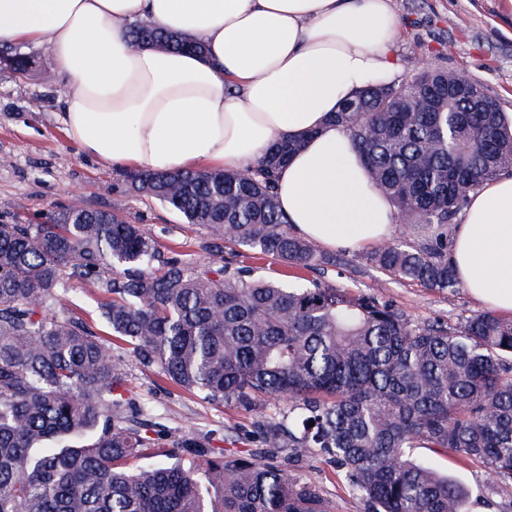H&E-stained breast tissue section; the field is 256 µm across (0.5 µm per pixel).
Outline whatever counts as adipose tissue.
Segmentation results:
<instances>
[{"label": "adipose tissue", "mask_w": 512, "mask_h": 512, "mask_svg": "<svg viewBox=\"0 0 512 512\" xmlns=\"http://www.w3.org/2000/svg\"><path fill=\"white\" fill-rule=\"evenodd\" d=\"M141 21L205 51L130 49ZM397 27L392 0H0V45L47 47L66 76L60 121L83 153L126 170L254 169L274 141L303 138L277 173L280 207L332 249L395 222L332 116L395 78ZM451 262L475 299L512 313V176L470 198Z\"/></svg>", "instance_id": "ef3b65f1"}]
</instances>
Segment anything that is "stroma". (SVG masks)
Returning a JSON list of instances; mask_svg holds the SVG:
<instances>
[{
	"mask_svg": "<svg viewBox=\"0 0 512 512\" xmlns=\"http://www.w3.org/2000/svg\"><path fill=\"white\" fill-rule=\"evenodd\" d=\"M398 34L391 47L399 78L412 75L418 63L432 62L448 70H464L496 96L512 113V16L499 0H392ZM23 53L35 64L23 77L0 66V222L24 220L67 203L82 194L93 207L117 210L146 225L161 248L175 249L185 259H205L207 231L185 223L158 201L122 193L124 170L81 152L58 119L65 79L49 49L26 45ZM369 247L333 250L334 264L317 272L325 286L377 296L415 321L456 325L459 318L486 310L466 287L441 293L417 282L390 278L367 263ZM130 395L146 403L153 420L169 429L192 425L210 437L213 447L233 453L257 449L253 434L269 420L268 407L214 404L178 389L154 366L126 355ZM291 473L318 488L332 512H368L366 502L349 493L336 467L322 453L288 447L275 451ZM414 457L457 479L468 492L469 512H512V480L496 479L478 463L463 464L440 448L414 449Z\"/></svg>",
	"mask_w": 512,
	"mask_h": 512,
	"instance_id": "1",
	"label": "stroma"
}]
</instances>
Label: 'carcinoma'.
Returning a JSON list of instances; mask_svg holds the SVG:
<instances>
[{"label": "carcinoma", "mask_w": 512, "mask_h": 512, "mask_svg": "<svg viewBox=\"0 0 512 512\" xmlns=\"http://www.w3.org/2000/svg\"><path fill=\"white\" fill-rule=\"evenodd\" d=\"M127 38L202 51L150 22ZM334 121L419 235L367 262L453 292L448 224L512 168L498 100L465 71L420 68L357 91ZM297 147L276 142L256 171L126 174L125 191L209 233L203 262L86 203L0 224V512H332L270 452L285 438L329 455L369 512H466L464 488L412 458L422 445L512 479V317L414 322L377 297L316 280L287 288L224 258L240 248L308 271L331 262L279 207L275 174ZM75 283L100 295L112 336L179 388L217 404L286 401L288 423H260L264 450L229 455L190 427L156 428L127 395L122 356L70 309Z\"/></svg>", "instance_id": "obj_1"}]
</instances>
